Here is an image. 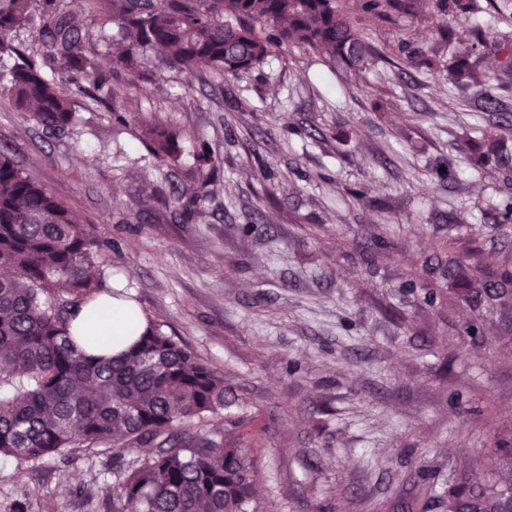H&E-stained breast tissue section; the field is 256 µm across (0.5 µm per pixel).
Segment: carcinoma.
I'll use <instances>...</instances> for the list:
<instances>
[{"label":"carcinoma","mask_w":512,"mask_h":512,"mask_svg":"<svg viewBox=\"0 0 512 512\" xmlns=\"http://www.w3.org/2000/svg\"><path fill=\"white\" fill-rule=\"evenodd\" d=\"M405 0H365L379 15L405 8ZM92 23L117 28L122 50L112 73L100 69L92 35L75 21L69 0H0V59H14L0 73L16 110L32 113L51 134L66 132L73 112L46 70L59 62L92 83L74 93L92 105L120 106L133 99L134 78L147 53L161 67L184 74L205 70L232 79L262 66L273 49L295 46L327 54L341 69H358L374 56L368 37L351 24L340 0H87ZM39 27L38 46L22 48L10 34L23 24ZM470 29L448 30L464 47L448 65V81L466 92L484 84L466 50ZM157 162L180 165V133L167 125L144 126ZM472 150L482 163L500 161L495 143ZM187 173L191 185L177 202L188 223L216 168L208 144ZM112 243L77 224L69 210L15 160L0 153V457L20 465L79 448L110 447L117 487L106 512H259L254 449L230 433L184 426L218 415L232 404L224 374L210 368L160 324L147 328L116 356H95L112 337L90 335L76 343L71 322L102 293L114 294L88 268ZM448 280L458 298L488 313L512 307V270L496 283L477 278L465 258L448 255ZM131 448L145 455L127 457ZM448 512H512V485L463 482L448 489Z\"/></svg>","instance_id":"carcinoma-1"}]
</instances>
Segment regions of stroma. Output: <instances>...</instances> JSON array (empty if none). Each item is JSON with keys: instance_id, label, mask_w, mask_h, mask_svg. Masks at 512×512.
Instances as JSON below:
<instances>
[{"instance_id": "obj_1", "label": "stroma", "mask_w": 512, "mask_h": 512, "mask_svg": "<svg viewBox=\"0 0 512 512\" xmlns=\"http://www.w3.org/2000/svg\"><path fill=\"white\" fill-rule=\"evenodd\" d=\"M341 3L377 50L360 72L294 47L231 83L167 72L123 125L71 95L61 138L1 95L0 150L111 242L110 287L223 373L237 402L206 427L240 421L262 512H445L451 485L512 480L498 453L512 443V320L449 297L445 274L452 251L486 281L512 267V87L490 112L426 63L470 28L495 83L512 0L454 16ZM145 118L179 130L182 169L152 159ZM489 131L502 161L461 164ZM203 142L220 159L203 216L174 222L159 198L187 185ZM106 460L0 459V512L21 485L31 512H100Z\"/></svg>"}]
</instances>
